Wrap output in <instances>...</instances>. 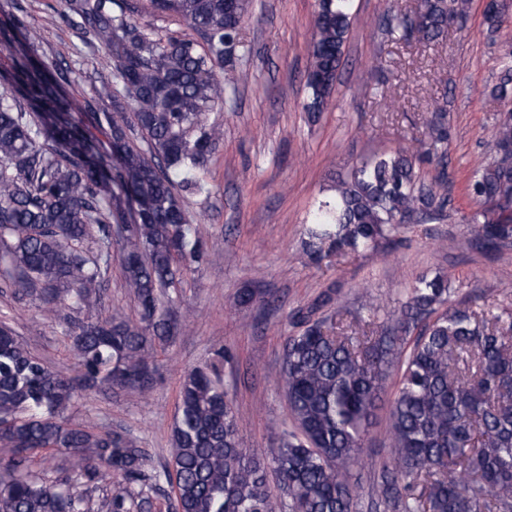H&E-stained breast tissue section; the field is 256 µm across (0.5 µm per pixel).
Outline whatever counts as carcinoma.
Segmentation results:
<instances>
[{
    "label": "carcinoma",
    "mask_w": 512,
    "mask_h": 512,
    "mask_svg": "<svg viewBox=\"0 0 512 512\" xmlns=\"http://www.w3.org/2000/svg\"><path fill=\"white\" fill-rule=\"evenodd\" d=\"M351 2L318 0L308 72L320 79L306 80L304 104L312 116L335 91ZM66 7L63 18H79L112 62V82L90 87L91 100L112 103L110 112L76 116L79 104L39 56L25 18L0 23V47L13 56L0 72V284L39 293L47 313L58 311L64 292L84 313L69 334L75 377L52 370L0 321V446L8 449L0 457V512H152L165 484L172 512H280L282 496L290 512H356L350 471L394 369L390 455L370 488L372 504L383 512H512V310L456 302L442 275L419 276L381 321L367 306L351 324L324 316L328 294L294 311L299 331L283 351L291 428L267 463L240 447L219 384L222 352L185 374L173 454L160 470L146 468V450L126 434L61 418L82 389H147L154 342L174 332L167 290L204 254L184 195L209 192L199 172L223 131L208 115L227 89L248 80L244 71L217 75L233 64L224 51L244 46L247 0H148L153 13L187 23L196 40L155 37L135 19L134 0H66ZM420 12L424 37L442 39L463 27L466 0H422ZM450 137L446 104L437 101L425 138L337 180L309 213L310 255L375 251L403 219L443 217ZM494 139L497 151L512 146V115L500 116ZM432 161L440 172L428 184L419 165ZM469 191L481 208L466 219L465 244L495 254L512 242V221L497 216L498 200H512V165L494 155ZM115 224L129 225L117 242ZM89 240L91 256L77 248ZM114 244L136 321L97 315ZM45 448L71 451L77 472L38 482L29 461ZM114 475L126 486L92 502Z\"/></svg>",
    "instance_id": "obj_1"
}]
</instances>
